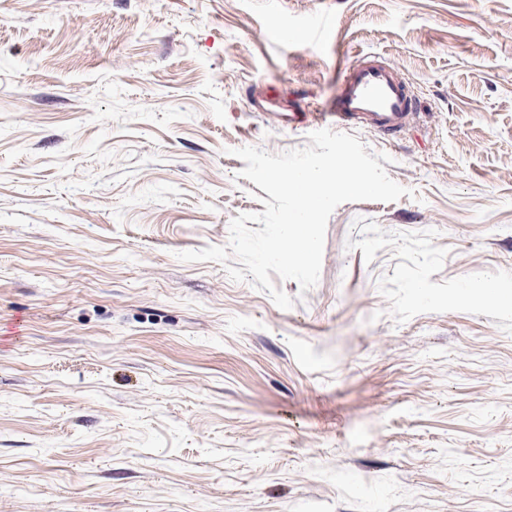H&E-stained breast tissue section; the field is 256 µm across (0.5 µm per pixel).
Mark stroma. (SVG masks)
Instances as JSON below:
<instances>
[{
	"mask_svg": "<svg viewBox=\"0 0 512 512\" xmlns=\"http://www.w3.org/2000/svg\"><path fill=\"white\" fill-rule=\"evenodd\" d=\"M330 19L322 41L288 29ZM366 53L415 197L339 205L291 309L176 254L264 206ZM512 0H0V512H512ZM500 280L495 277L483 279L479 282L470 284L462 293L463 298H493L507 299L508 294L499 295Z\"/></svg>",
	"mask_w": 512,
	"mask_h": 512,
	"instance_id": "obj_1",
	"label": "stroma"
}]
</instances>
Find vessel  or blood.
<instances>
[{"instance_id": "1", "label": "vessel or blood", "mask_w": 512, "mask_h": 512, "mask_svg": "<svg viewBox=\"0 0 512 512\" xmlns=\"http://www.w3.org/2000/svg\"><path fill=\"white\" fill-rule=\"evenodd\" d=\"M415 101L400 73L373 57L352 64L330 105L329 116L339 125L350 123L398 133L415 118Z\"/></svg>"}]
</instances>
